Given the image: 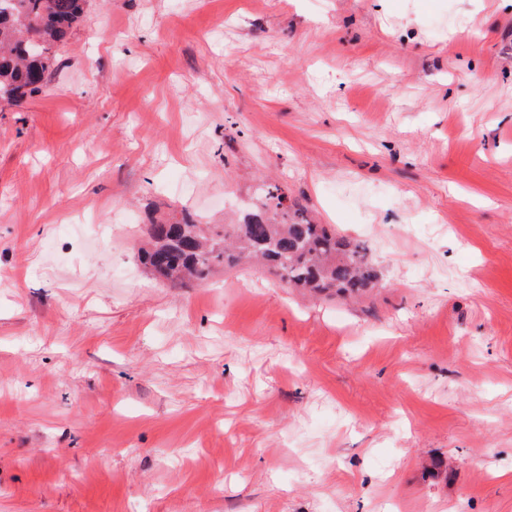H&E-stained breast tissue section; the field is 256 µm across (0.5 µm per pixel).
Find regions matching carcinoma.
Returning <instances> with one entry per match:
<instances>
[{
    "instance_id": "carcinoma-1",
    "label": "carcinoma",
    "mask_w": 512,
    "mask_h": 512,
    "mask_svg": "<svg viewBox=\"0 0 512 512\" xmlns=\"http://www.w3.org/2000/svg\"><path fill=\"white\" fill-rule=\"evenodd\" d=\"M85 9L86 0H0V101L19 107L42 89ZM138 259L184 288L244 260L263 262L288 288L314 293L352 296L377 280L364 243L304 216L278 222L256 214L208 231L185 219L152 224Z\"/></svg>"
}]
</instances>
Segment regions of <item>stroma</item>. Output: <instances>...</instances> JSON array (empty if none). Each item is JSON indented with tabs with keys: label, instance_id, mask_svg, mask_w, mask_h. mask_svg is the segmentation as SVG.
Returning a JSON list of instances; mask_svg holds the SVG:
<instances>
[{
	"label": "stroma",
	"instance_id": "obj_1",
	"mask_svg": "<svg viewBox=\"0 0 512 512\" xmlns=\"http://www.w3.org/2000/svg\"><path fill=\"white\" fill-rule=\"evenodd\" d=\"M270 184L378 286L140 264ZM0 512H512V0H88L0 105Z\"/></svg>",
	"mask_w": 512,
	"mask_h": 512
}]
</instances>
